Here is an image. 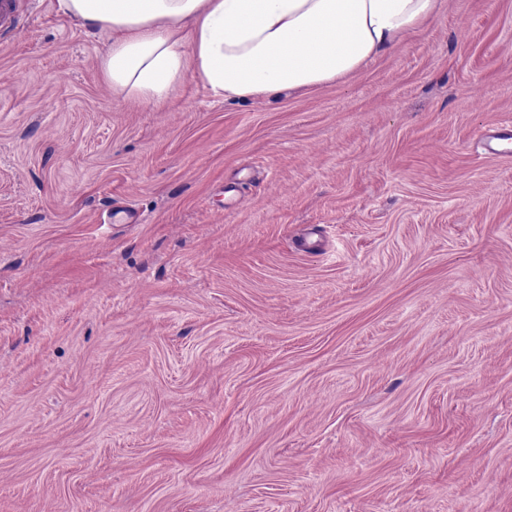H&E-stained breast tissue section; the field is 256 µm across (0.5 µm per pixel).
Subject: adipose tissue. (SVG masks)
I'll use <instances>...</instances> for the list:
<instances>
[{"label": "adipose tissue", "instance_id": "adipose-tissue-1", "mask_svg": "<svg viewBox=\"0 0 512 512\" xmlns=\"http://www.w3.org/2000/svg\"><path fill=\"white\" fill-rule=\"evenodd\" d=\"M112 30L101 59L113 90L163 100L186 77L241 101L353 74L431 19L440 0H57Z\"/></svg>", "mask_w": 512, "mask_h": 512}]
</instances>
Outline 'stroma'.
<instances>
[{
	"mask_svg": "<svg viewBox=\"0 0 512 512\" xmlns=\"http://www.w3.org/2000/svg\"><path fill=\"white\" fill-rule=\"evenodd\" d=\"M0 28V512H512V0L343 80L124 99ZM314 229L312 253L294 240ZM512 143V121L500 127L486 129L477 137L476 148L484 154L509 153V144Z\"/></svg>",
	"mask_w": 512,
	"mask_h": 512,
	"instance_id": "1",
	"label": "stroma"
}]
</instances>
